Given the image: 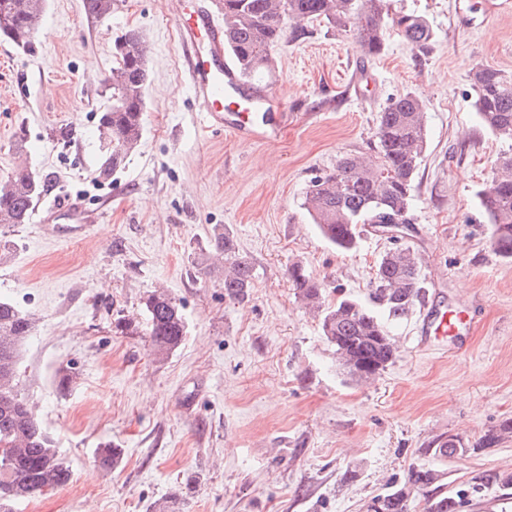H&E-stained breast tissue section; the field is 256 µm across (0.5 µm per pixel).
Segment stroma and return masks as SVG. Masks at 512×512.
<instances>
[{
	"mask_svg": "<svg viewBox=\"0 0 512 512\" xmlns=\"http://www.w3.org/2000/svg\"><path fill=\"white\" fill-rule=\"evenodd\" d=\"M435 34L416 56L387 29L381 56L349 34L284 38L265 81L288 107L273 146L204 131L173 16L176 0H116L110 17L83 0H46L36 44L0 40V180L18 165L51 175L31 220L0 226V298L33 315L21 349V389L69 461L63 487L17 512H366L408 468L439 470L461 512H512V437L480 447L512 420V261L497 257L477 191L512 153L473 107L470 73L512 75V0H389ZM148 44L144 134L125 168L95 177L98 122L114 42ZM413 91L427 105L428 146L415 179L414 224L426 299L472 305L468 352L417 345V315L395 330L398 353L374 380L336 367L316 313L288 280L293 263L327 278V302L368 301L393 243L366 229L340 252L302 207L311 180L345 154L372 152L377 117ZM227 227L254 271L244 300L228 298L211 265ZM167 289L188 334L169 357L148 336L144 299ZM455 435L466 454L435 459ZM112 442L118 464L100 467Z\"/></svg>",
	"mask_w": 512,
	"mask_h": 512,
	"instance_id": "stroma-1",
	"label": "stroma"
}]
</instances>
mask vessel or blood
Here are the masks:
<instances>
[{
    "label": "vessel or blood",
    "mask_w": 512,
    "mask_h": 512,
    "mask_svg": "<svg viewBox=\"0 0 512 512\" xmlns=\"http://www.w3.org/2000/svg\"><path fill=\"white\" fill-rule=\"evenodd\" d=\"M175 28L186 66L188 82L203 127L236 138L276 143L286 114L271 88L243 78L224 50V25L217 10L200 6L175 17ZM228 99L238 100L241 111L224 108ZM468 319L435 300L425 304L417 329L418 346L428 349L446 339L452 352L463 350Z\"/></svg>",
    "instance_id": "1"
}]
</instances>
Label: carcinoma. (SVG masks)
Listing matches in <instances>:
<instances>
[{"instance_id":"cac0c4a2","label":"carcinoma","mask_w":512,"mask_h":512,"mask_svg":"<svg viewBox=\"0 0 512 512\" xmlns=\"http://www.w3.org/2000/svg\"><path fill=\"white\" fill-rule=\"evenodd\" d=\"M115 0H84L87 14L103 19L112 14ZM225 49L237 61L241 75L251 78L273 64L272 50L284 36L297 41L323 25L328 32H352L365 53L381 54L385 45V18L411 49L427 55L434 32L414 12L389 15L387 0H224ZM0 38L16 48L34 49L39 18L12 12V0H0ZM146 50L139 32L128 30L115 42L114 66L105 79L111 91L112 111L101 114L99 136H108L112 150L101 153L96 170L107 180L125 167L143 137L145 86L148 81ZM474 107L492 133L512 142V78L502 71L481 67L470 75ZM427 147L426 103L408 91L378 116L376 156L346 154L331 170L314 177L305 193L303 209L318 232L342 251L357 248L365 226L379 227L398 238L412 223L414 182ZM49 178L19 169L0 181V225L25 224L34 203L48 191ZM482 213L492 224L496 256L512 260V155L498 158L490 181L477 192ZM214 251L224 256V295L243 299L253 286V268L236 251L231 231L214 234ZM288 278L299 299L321 311V331L333 348L336 363L357 382L384 371L396 355L392 327L424 301L422 265L417 252L397 247L384 253L371 281L372 306L351 297L322 308L326 279L294 264ZM146 335L155 356L165 358L185 340L188 326L181 306L168 293L155 290L144 300ZM31 315L0 299V448L11 449L8 465L0 462V512H14L17 502L66 485L69 464L54 439L35 418L19 390L18 366L22 344L32 335ZM512 433V421L487 431L479 447L491 448ZM432 456L451 458L468 452L464 443L449 436L431 449ZM439 479L429 465L409 468L404 480L381 494L375 512H409L413 498L408 489L427 494V512H460L459 495L428 494Z\"/></svg>"}]
</instances>
